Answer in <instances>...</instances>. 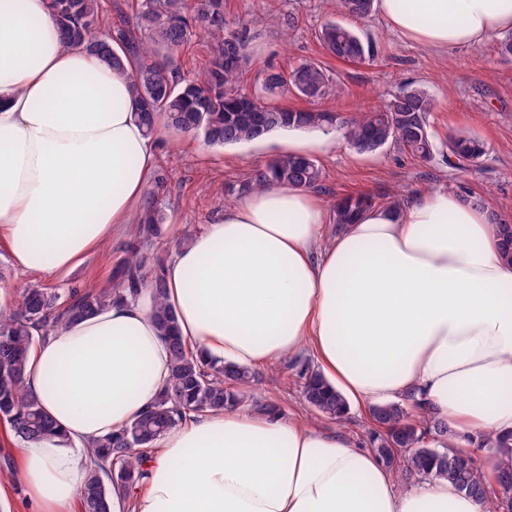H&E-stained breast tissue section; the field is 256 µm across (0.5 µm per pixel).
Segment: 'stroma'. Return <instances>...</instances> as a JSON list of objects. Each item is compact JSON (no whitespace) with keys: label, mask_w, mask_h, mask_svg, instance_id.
Segmentation results:
<instances>
[{"label":"stroma","mask_w":512,"mask_h":512,"mask_svg":"<svg viewBox=\"0 0 512 512\" xmlns=\"http://www.w3.org/2000/svg\"><path fill=\"white\" fill-rule=\"evenodd\" d=\"M221 3L224 34L239 40L247 61L241 84L251 92H259L263 71L287 72L301 60L316 59L338 84L337 93L320 106L344 116L383 107L410 83L423 86L432 98L427 120L434 148L429 161H419L391 143L361 154L340 136L312 151L322 170L313 193L326 209L350 194L370 196L377 206L388 205L395 197L404 206L418 195L448 188L512 222V54L499 50L503 34L477 46L431 53L401 38L375 13L354 24L372 41L373 59L341 63L326 53L318 39L327 18L325 0ZM456 132L484 142L485 154L477 163L464 168L449 165L447 141ZM293 136V131L280 130L252 143L209 147L199 139L164 134L158 141L159 158L152 176L161 182L158 199L166 222L161 239L143 243L149 266L166 264L185 226L200 230L223 216L225 207L245 195V181L254 170L288 153ZM127 243L124 237L112 239L59 279L15 269L7 249L0 245V284L15 289L39 286L64 299L75 288L106 286L126 255ZM251 398L278 407L286 416L301 415L326 429L339 427L307 408L301 382L283 360L259 369Z\"/></svg>","instance_id":"35a3bbf8"}]
</instances>
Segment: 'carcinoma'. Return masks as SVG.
Returning a JSON list of instances; mask_svg holds the SVG:
<instances>
[{"label":"carcinoma","instance_id":"1","mask_svg":"<svg viewBox=\"0 0 512 512\" xmlns=\"http://www.w3.org/2000/svg\"><path fill=\"white\" fill-rule=\"evenodd\" d=\"M332 14L365 19L374 0H331ZM47 9L63 44L81 47L110 68L132 72V89L139 104L138 117L148 133L158 122L177 136L202 139L223 147L260 139L258 126L279 130L339 129L359 153H372L395 143L418 159L432 156L433 144L427 125L432 102L421 86L409 84L381 109L343 117L337 112L313 108L291 110L260 102L240 86L241 60L236 43L224 38V26L211 21L218 13L217 0H197L196 19L208 24L204 35L211 45V63L206 72L187 78L177 63L179 50L192 31L185 17L187 0H138L132 14L117 25L103 21L101 0H48ZM321 41L334 58L359 63L372 56L369 41L355 29L330 19L322 27ZM291 92L306 100L334 94L331 72L319 61L298 63L289 73L266 70L261 94L275 96ZM485 154L484 143L464 132L448 137V163L466 166ZM321 180V169L308 156L283 154L255 171L246 186L252 191L270 185L312 189ZM366 196H345L336 202L333 222L344 228L356 222L372 206ZM501 242L502 258L512 263V224L493 217ZM165 223L162 208L151 205L134 225V238H158ZM108 288L88 286L71 293L59 307L58 294L46 288L29 287L20 293L18 307L0 313V422L11 439L21 444L29 439L60 438L62 433L40 403L24 392L22 379L27 355L36 342L63 325L95 314L118 301H134L149 287L155 298L154 319L168 343L171 378L154 404L120 433L91 442L79 493L82 512H112V498L129 496L142 483V461L155 442L182 424L190 415L214 410H236L246 405V389L256 373L221 359L211 358L187 345L176 331V316L166 303L164 269L149 268L137 245L127 251L112 274ZM291 367L302 381L306 406L317 414L342 424L348 408L343 396L310 367L308 360L295 359ZM369 437L385 464L397 471L400 485L409 477L443 478L460 491L489 504L487 512H512V431L481 436L477 447L488 450L495 463L497 490L483 482L481 472L453 449L448 422L432 415L415 396L406 403L392 402L371 408Z\"/></svg>","mask_w":512,"mask_h":512}]
</instances>
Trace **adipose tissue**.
<instances>
[{"label":"adipose tissue","mask_w":512,"mask_h":512,"mask_svg":"<svg viewBox=\"0 0 512 512\" xmlns=\"http://www.w3.org/2000/svg\"><path fill=\"white\" fill-rule=\"evenodd\" d=\"M423 49L512 30V0H376ZM129 73L65 46L45 0H0V239L14 266L62 277L129 233L157 141ZM327 211L272 185L226 207L167 261L186 342L252 368L311 348L348 405L422 392L453 444L512 430V263L487 209L438 189L372 206L322 246ZM153 294L116 302L35 345L23 387L63 433L20 447L32 512H74L88 444L119 433L171 376ZM145 487L112 512H484L444 479L403 487L376 451L277 410L212 411L158 440Z\"/></svg>","instance_id":"adipose-tissue-1"}]
</instances>
